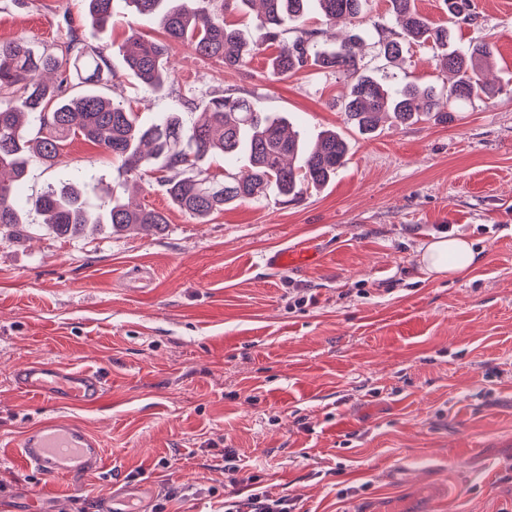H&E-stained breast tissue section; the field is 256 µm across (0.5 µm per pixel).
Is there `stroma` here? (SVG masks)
Segmentation results:
<instances>
[{
	"label": "stroma",
	"mask_w": 512,
	"mask_h": 512,
	"mask_svg": "<svg viewBox=\"0 0 512 512\" xmlns=\"http://www.w3.org/2000/svg\"><path fill=\"white\" fill-rule=\"evenodd\" d=\"M478 7L451 41L490 42L503 95L459 105L445 123L365 135L340 109V72L276 77L267 51L227 68L172 45L174 91L149 93L119 47L132 23L144 38L163 34L117 0L97 40L114 77L99 89L140 122L174 110L193 121L188 103L236 89L308 138L341 133L348 160L295 201L242 202L205 224L172 205L156 174L132 180L82 138L53 168L30 164L23 198L76 177L92 207L132 196L168 225L70 240L30 208L28 230L0 231V512H29L35 499L78 512L115 473L149 485L159 512H224L228 448L299 512H512V0ZM387 15V0H369L362 21L330 25L313 8L307 25L332 46L359 35V65L393 87L442 83L427 47L385 59L373 23ZM87 26L83 0H0V42L22 36L58 52ZM445 230L481 252L466 277L422 268ZM308 243L316 265L266 267L267 253ZM300 296L307 304L294 307ZM34 361L98 371L106 403L16 390L13 371ZM50 418L97 435L111 474L77 493L18 465L14 443Z\"/></svg>",
	"instance_id": "obj_1"
}]
</instances>
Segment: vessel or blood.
Instances as JSON below:
<instances>
[{"label":"vessel or blood","instance_id":"obj_1","mask_svg":"<svg viewBox=\"0 0 512 512\" xmlns=\"http://www.w3.org/2000/svg\"><path fill=\"white\" fill-rule=\"evenodd\" d=\"M316 256V248L309 246L271 253L265 264L283 270L310 264ZM12 377L18 390L49 403L94 406L108 393L101 375L86 368L30 362L17 368ZM16 461L44 478H66L76 490L84 488L87 478L106 469L98 436L72 421L44 420L27 428L19 440ZM150 493L146 484L112 480L108 492L96 498L95 512H148Z\"/></svg>","mask_w":512,"mask_h":512}]
</instances>
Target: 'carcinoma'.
I'll return each mask as SVG.
<instances>
[{
    "mask_svg": "<svg viewBox=\"0 0 512 512\" xmlns=\"http://www.w3.org/2000/svg\"><path fill=\"white\" fill-rule=\"evenodd\" d=\"M90 31L69 34L65 54L38 53L18 37L0 44V230L23 223L20 193L30 163L51 167L62 143L80 136L121 162L125 173L160 172L172 204L204 224L224 206L274 194L295 198L303 189L325 184L347 159L348 145L327 131L308 146L290 130L284 116L266 112L250 97L232 93L212 96L200 118L186 122L167 112L151 125L142 124L131 106L99 94L107 79L104 49L92 43L95 30L112 20L115 0H86ZM261 4L256 22L228 20ZM367 0H316L327 22L361 19ZM388 13L400 30L377 21L374 28L385 58L401 60L405 43L428 46L439 70L451 75L449 85L406 83L390 90L388 81L359 66L351 35L337 49L321 45L318 32L304 20L309 0H124L139 17L156 24L165 40H146L137 30L127 39L126 64L146 90L163 94L172 83L169 46L180 43L197 55L226 67H241L275 45L271 73L288 76L307 66L335 69L345 75L342 112L347 123L365 134L375 133L389 117L409 125L425 116L448 122V104L491 98L500 92L487 78L492 47L450 43V26L472 24L476 0H443L450 24H435L421 15L414 0H388ZM85 84L69 93L70 71ZM224 157V175H212L203 163ZM46 216L45 226L61 238L80 239L91 229L114 233L159 234L168 224L164 214L131 201L114 200L103 212L86 202L79 182L52 189L32 201Z\"/></svg>",
    "mask_w": 512,
    "mask_h": 512,
    "instance_id": "obj_1",
    "label": "carcinoma"
}]
</instances>
